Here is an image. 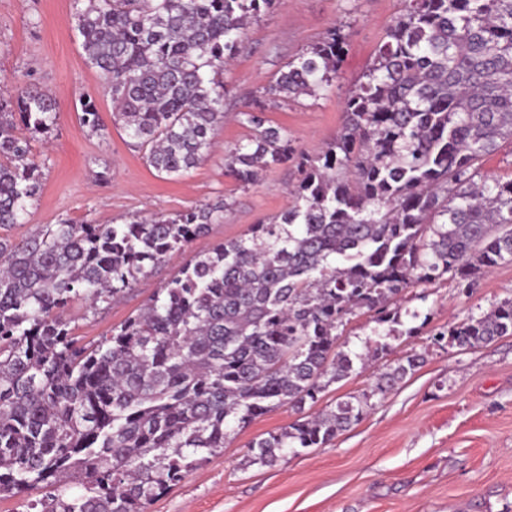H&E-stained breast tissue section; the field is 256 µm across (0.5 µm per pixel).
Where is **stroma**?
Wrapping results in <instances>:
<instances>
[{
	"label": "stroma",
	"instance_id": "1",
	"mask_svg": "<svg viewBox=\"0 0 512 512\" xmlns=\"http://www.w3.org/2000/svg\"><path fill=\"white\" fill-rule=\"evenodd\" d=\"M403 0H274L252 22L224 72V110L214 153L184 178L148 166L112 118V102L84 59L75 31L74 0H0V88L26 82L52 91L59 103L50 138L33 144L43 162L42 188L18 241L48 224H120L136 216H173L224 203L222 223L181 254L140 278L111 303L66 310L77 335L92 341L120 324L195 254L235 239L252 225L285 212L288 190L302 173L296 162L264 171L246 188L225 156L246 141L236 114L262 96L301 50L340 28L347 41L330 93L269 104L265 118L318 157L342 123L347 91L366 71ZM95 100L105 126L96 134L80 121V102ZM512 296V261L492 268L473 288L452 279L411 288L402 301L404 332L392 338L390 359L418 354L424 364L390 394L374 399L358 425L331 444L287 454L274 466L249 463L248 445L296 419L282 406L232 434L223 452L186 473L148 512H512V335L462 349L436 345L433 333L488 312ZM429 314L416 327L411 311Z\"/></svg>",
	"mask_w": 512,
	"mask_h": 512
}]
</instances>
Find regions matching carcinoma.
<instances>
[{
  "label": "carcinoma",
  "mask_w": 512,
  "mask_h": 512,
  "mask_svg": "<svg viewBox=\"0 0 512 512\" xmlns=\"http://www.w3.org/2000/svg\"><path fill=\"white\" fill-rule=\"evenodd\" d=\"M274 0H76L87 64L132 146L180 178L210 155L224 123V68L246 26ZM345 37L288 62L266 90L294 101L332 88ZM265 102L239 120L253 136L227 155L244 187L294 158ZM56 98L29 84L0 95V230L23 222L42 185L32 143L57 124ZM81 122L103 131L92 99ZM512 142V0H405L344 100L336 137L301 162L288 210L186 262L136 313L94 344L65 311L122 294L209 232L224 204L122 224H53L0 236V499L30 512H147L198 454L234 428L289 406L300 414L253 440L250 463L324 448L424 363L378 369L371 389L317 415L330 385L375 363L340 338L355 317L400 323L398 302L450 274L472 283L512 261V179L483 170ZM512 335V297L440 332L459 348Z\"/></svg>",
  "instance_id": "cac0c4a2"
}]
</instances>
